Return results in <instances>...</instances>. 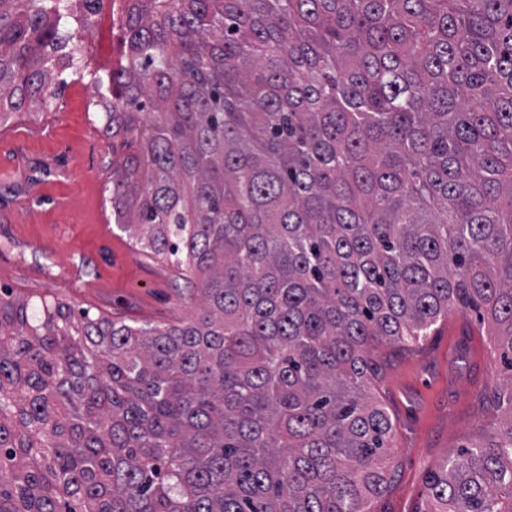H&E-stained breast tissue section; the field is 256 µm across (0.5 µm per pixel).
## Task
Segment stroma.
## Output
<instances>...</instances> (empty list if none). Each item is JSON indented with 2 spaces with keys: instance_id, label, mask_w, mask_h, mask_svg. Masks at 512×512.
Returning a JSON list of instances; mask_svg holds the SVG:
<instances>
[{
  "instance_id": "1",
  "label": "stroma",
  "mask_w": 512,
  "mask_h": 512,
  "mask_svg": "<svg viewBox=\"0 0 512 512\" xmlns=\"http://www.w3.org/2000/svg\"><path fill=\"white\" fill-rule=\"evenodd\" d=\"M120 31L104 7L83 34L95 60L117 58ZM65 86L51 110L15 113L0 136V287L39 304L55 297L129 323L177 324L197 306L196 280L153 258L112 222L106 182L112 140L89 110V79L64 71ZM469 330L487 353L477 374L448 345L449 333ZM376 395L395 425L389 457L392 478L371 512H414L431 471L450 453L485 443L502 412L483 400L484 386L508 376L500 350L475 312L453 310L438 333L415 350L381 347Z\"/></svg>"
}]
</instances>
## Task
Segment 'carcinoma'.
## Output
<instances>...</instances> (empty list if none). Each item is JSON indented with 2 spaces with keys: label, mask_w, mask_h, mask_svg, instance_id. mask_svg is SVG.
<instances>
[{
  "label": "carcinoma",
  "mask_w": 512,
  "mask_h": 512,
  "mask_svg": "<svg viewBox=\"0 0 512 512\" xmlns=\"http://www.w3.org/2000/svg\"><path fill=\"white\" fill-rule=\"evenodd\" d=\"M102 5L0 0V122L48 105ZM83 65L112 221L198 277L137 326L0 288V512H369L373 351L487 316L512 372V0H128ZM502 426L415 512H512Z\"/></svg>",
  "instance_id": "cac0c4a2"
}]
</instances>
